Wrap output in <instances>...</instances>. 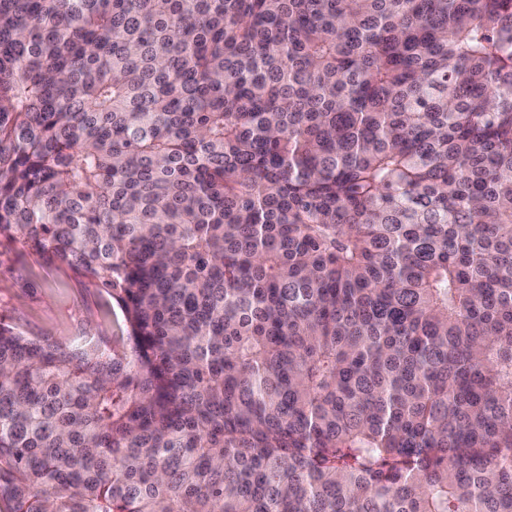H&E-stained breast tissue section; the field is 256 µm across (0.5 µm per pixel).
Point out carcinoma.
<instances>
[{
	"label": "carcinoma",
	"instance_id": "carcinoma-1",
	"mask_svg": "<svg viewBox=\"0 0 512 512\" xmlns=\"http://www.w3.org/2000/svg\"><path fill=\"white\" fill-rule=\"evenodd\" d=\"M2 241L11 512H512V0H0ZM1 323L26 336L59 341L94 336L112 346L113 336H127L116 300L67 265L20 243L0 246Z\"/></svg>",
	"mask_w": 512,
	"mask_h": 512
}]
</instances>
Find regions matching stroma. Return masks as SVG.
I'll return each mask as SVG.
<instances>
[{
	"instance_id": "stroma-1",
	"label": "stroma",
	"mask_w": 512,
	"mask_h": 512,
	"mask_svg": "<svg viewBox=\"0 0 512 512\" xmlns=\"http://www.w3.org/2000/svg\"><path fill=\"white\" fill-rule=\"evenodd\" d=\"M33 338L104 342L126 335L120 305L67 265L0 245V324Z\"/></svg>"
}]
</instances>
